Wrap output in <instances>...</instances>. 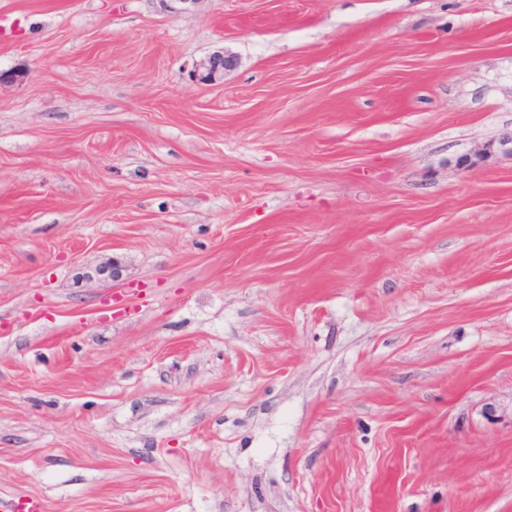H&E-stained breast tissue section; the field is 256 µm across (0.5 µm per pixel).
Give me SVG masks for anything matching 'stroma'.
Here are the masks:
<instances>
[{"label":"stroma","mask_w":512,"mask_h":512,"mask_svg":"<svg viewBox=\"0 0 512 512\" xmlns=\"http://www.w3.org/2000/svg\"><path fill=\"white\" fill-rule=\"evenodd\" d=\"M1 15V503L512 512V0ZM233 66V59L222 54H214L195 64L194 73L202 82H216L224 77V71Z\"/></svg>","instance_id":"35a3bbf8"}]
</instances>
